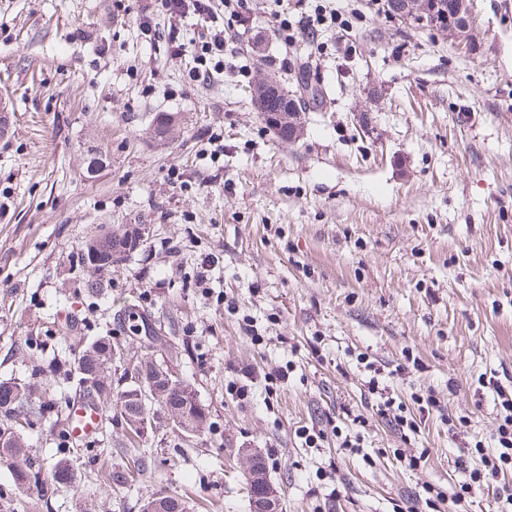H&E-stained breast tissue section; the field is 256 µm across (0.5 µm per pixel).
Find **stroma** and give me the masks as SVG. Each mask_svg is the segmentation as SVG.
<instances>
[{"label": "stroma", "instance_id": "1", "mask_svg": "<svg viewBox=\"0 0 512 512\" xmlns=\"http://www.w3.org/2000/svg\"><path fill=\"white\" fill-rule=\"evenodd\" d=\"M321 3L332 19L309 39L297 0H247L224 23L223 75L197 82L166 15L146 32L114 0H0V381L39 386L60 414L25 432L38 485L0 466V512H142L159 494L251 512L241 448L266 453L282 512H393L455 491L464 443L493 447L478 379L512 389V0H474L465 49L381 0ZM259 60L284 83L309 63L323 88L298 142L251 101ZM160 114L179 120L163 141ZM137 226L126 261L80 265L102 228ZM131 307L152 338L126 331ZM107 333L125 358L164 359L208 411L186 441L152 407L141 479L120 385L78 447L63 416L80 388L47 367ZM373 376L420 417L409 440L377 415ZM304 426L324 430L317 447ZM61 458L70 484L43 489Z\"/></svg>", "mask_w": 512, "mask_h": 512}]
</instances>
